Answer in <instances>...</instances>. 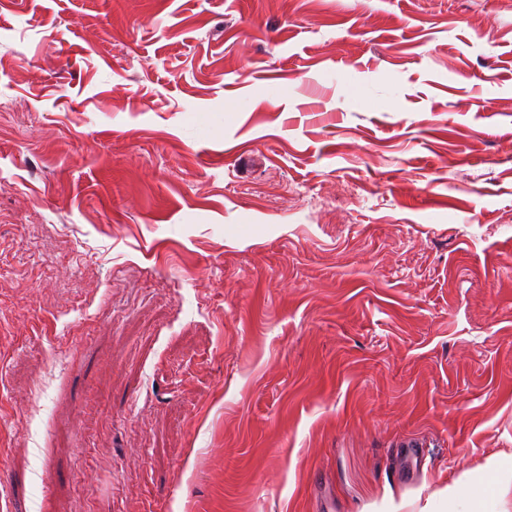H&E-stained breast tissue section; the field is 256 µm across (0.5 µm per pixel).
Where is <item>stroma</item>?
I'll return each mask as SVG.
<instances>
[{
    "mask_svg": "<svg viewBox=\"0 0 512 512\" xmlns=\"http://www.w3.org/2000/svg\"><path fill=\"white\" fill-rule=\"evenodd\" d=\"M512 448V0H0V512H378Z\"/></svg>",
    "mask_w": 512,
    "mask_h": 512,
    "instance_id": "stroma-1",
    "label": "stroma"
}]
</instances>
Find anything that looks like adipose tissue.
Masks as SVG:
<instances>
[{"label":"adipose tissue","mask_w":512,"mask_h":512,"mask_svg":"<svg viewBox=\"0 0 512 512\" xmlns=\"http://www.w3.org/2000/svg\"><path fill=\"white\" fill-rule=\"evenodd\" d=\"M512 496V448L487 458L442 491L430 495L418 512H495Z\"/></svg>","instance_id":"adipose-tissue-1"}]
</instances>
